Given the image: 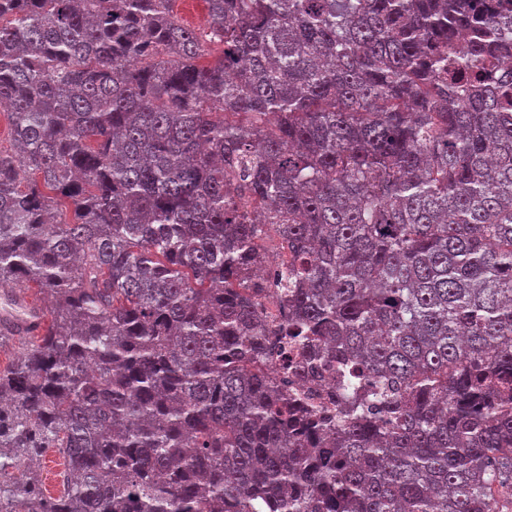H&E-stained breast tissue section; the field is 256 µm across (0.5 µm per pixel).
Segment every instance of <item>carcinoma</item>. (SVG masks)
Here are the masks:
<instances>
[{
  "instance_id": "cac0c4a2",
  "label": "carcinoma",
  "mask_w": 512,
  "mask_h": 512,
  "mask_svg": "<svg viewBox=\"0 0 512 512\" xmlns=\"http://www.w3.org/2000/svg\"><path fill=\"white\" fill-rule=\"evenodd\" d=\"M172 2L0 0V512H512V0ZM173 11L185 25L203 28L207 20L205 0H177L173 2ZM44 324L42 310L22 290L8 293L5 306L0 313L2 330L8 328L16 333L25 331L38 333Z\"/></svg>"
}]
</instances>
